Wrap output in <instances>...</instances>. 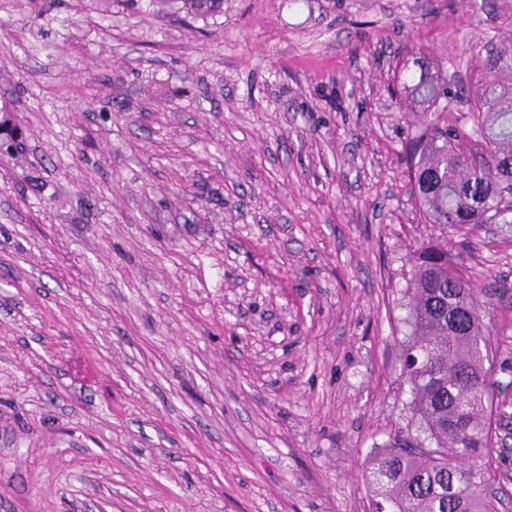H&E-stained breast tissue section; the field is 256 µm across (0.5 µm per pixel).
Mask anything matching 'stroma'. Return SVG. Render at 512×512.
Returning a JSON list of instances; mask_svg holds the SVG:
<instances>
[{
  "label": "stroma",
  "mask_w": 512,
  "mask_h": 512,
  "mask_svg": "<svg viewBox=\"0 0 512 512\" xmlns=\"http://www.w3.org/2000/svg\"><path fill=\"white\" fill-rule=\"evenodd\" d=\"M512 0H0V512H372L416 242L388 86ZM464 277L512 362V229ZM180 3L181 11L191 17H206L221 10L223 0H169Z\"/></svg>",
  "instance_id": "obj_1"
}]
</instances>
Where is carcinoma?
Returning a JSON list of instances; mask_svg holds the SVG:
<instances>
[{
	"label": "carcinoma",
	"mask_w": 512,
	"mask_h": 512,
	"mask_svg": "<svg viewBox=\"0 0 512 512\" xmlns=\"http://www.w3.org/2000/svg\"><path fill=\"white\" fill-rule=\"evenodd\" d=\"M191 17L221 10L223 0H173ZM479 69L512 75V56L489 52ZM464 95L419 59L402 82L401 102L420 110L421 129L403 160L416 200L438 237L416 246L409 280L404 364L417 433L394 439L370 461L369 483L385 512H498L483 492L500 414L491 391L492 331L472 313L484 289L451 268L455 233L498 221L512 196V84L494 81L471 99L472 127L451 116Z\"/></svg>",
	"instance_id": "1"
}]
</instances>
